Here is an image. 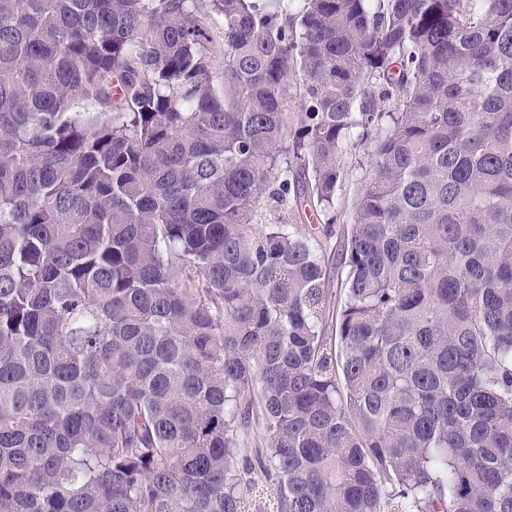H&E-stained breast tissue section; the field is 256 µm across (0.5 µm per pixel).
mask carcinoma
<instances>
[{
	"label": "carcinoma",
	"instance_id": "obj_1",
	"mask_svg": "<svg viewBox=\"0 0 512 512\" xmlns=\"http://www.w3.org/2000/svg\"><path fill=\"white\" fill-rule=\"evenodd\" d=\"M368 141L330 351L286 213ZM256 472L512 512V0H0V512H265Z\"/></svg>",
	"mask_w": 512,
	"mask_h": 512
}]
</instances>
